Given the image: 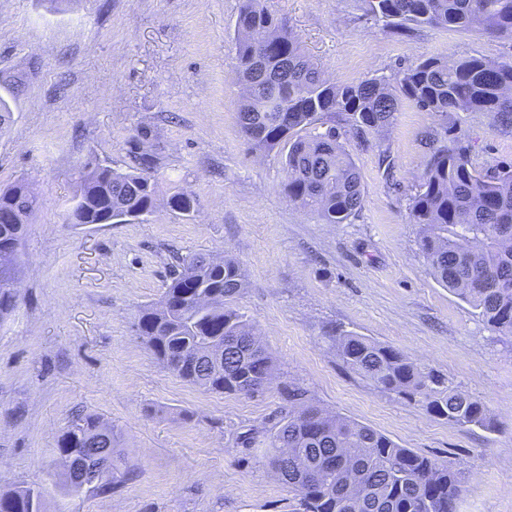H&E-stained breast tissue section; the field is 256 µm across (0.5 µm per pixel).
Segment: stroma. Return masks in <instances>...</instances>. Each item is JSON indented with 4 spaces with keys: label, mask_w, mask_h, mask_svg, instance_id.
Here are the masks:
<instances>
[{
    "label": "stroma",
    "mask_w": 512,
    "mask_h": 512,
    "mask_svg": "<svg viewBox=\"0 0 512 512\" xmlns=\"http://www.w3.org/2000/svg\"><path fill=\"white\" fill-rule=\"evenodd\" d=\"M332 82L388 76L434 57L512 61V41L383 27L361 0H264ZM240 0H0V187L24 179L39 208L20 247V293L0 319V489L41 488L48 512H290L267 437L298 385L325 409L450 463L456 512H512V336L490 328L427 272L408 195L434 114L402 101L395 123L344 135L363 205L326 224L283 192L277 153L244 138L235 70ZM150 126L163 159L148 222L73 224L78 167L118 161ZM448 136L476 166L512 163V133L485 112H452ZM191 190L184 217L167 199ZM222 252L247 275L234 301L275 362L253 396L218 394L163 369L134 332L161 296L172 254ZM343 328L393 346L481 398L491 429L463 428L374 389L326 336ZM109 421L133 473L111 495L64 489L54 448L69 419Z\"/></svg>",
    "instance_id": "stroma-1"
}]
</instances>
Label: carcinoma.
<instances>
[{
  "label": "carcinoma",
  "instance_id": "obj_1",
  "mask_svg": "<svg viewBox=\"0 0 512 512\" xmlns=\"http://www.w3.org/2000/svg\"><path fill=\"white\" fill-rule=\"evenodd\" d=\"M364 2L367 13L386 27L512 40V0ZM257 30L276 36V51H261ZM234 39L237 75L247 86L238 113L241 132L256 150L284 151L285 195L326 224L346 223L363 203L361 175L340 142L337 124L355 137L382 132L396 120L403 97L444 119L450 112H487L496 123L512 125V61L427 57L387 79L337 85L322 77L299 39L260 0H242ZM150 140L145 127L129 138L123 169L106 159L80 164L71 223L149 220L156 212L161 168ZM427 145L408 218L419 226L418 247L428 273L493 329L512 335V165L480 169L466 147L441 142L435 130L428 133ZM105 193L112 195L110 213L100 200ZM168 206L189 216L199 210V201L183 188L170 196ZM37 208L27 181L0 189V209L16 212L19 219L0 224V319L13 308L10 282ZM189 278L207 302L184 288ZM245 282L242 266L222 253L178 259L159 301L139 315V338L164 369L190 385L221 394L262 392L274 373L272 356L232 305ZM326 340L347 370L378 391L461 427H491L484 401L398 349L343 329ZM288 402L269 436L268 465L294 492L292 512H454L461 484L448 464L323 409L299 387L288 389ZM55 454L75 460L92 454L99 468L114 473L80 481L64 468L59 480L74 492L108 495L128 474L114 429L97 414L74 415ZM0 512H46V501L41 490L19 486L0 492Z\"/></svg>",
  "mask_w": 512,
  "mask_h": 512
}]
</instances>
